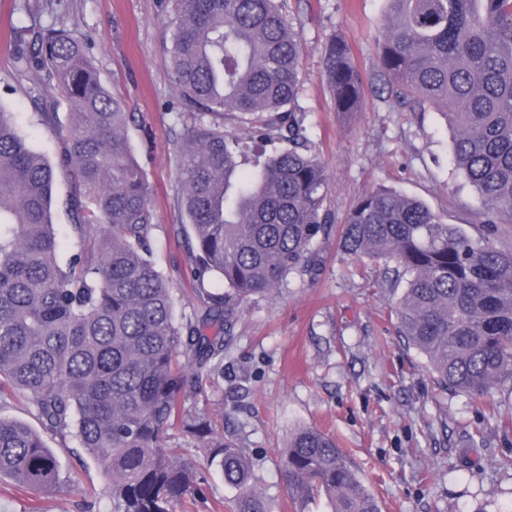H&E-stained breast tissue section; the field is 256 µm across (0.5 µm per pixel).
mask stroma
Masks as SVG:
<instances>
[{
    "label": "stroma",
    "mask_w": 512,
    "mask_h": 512,
    "mask_svg": "<svg viewBox=\"0 0 512 512\" xmlns=\"http://www.w3.org/2000/svg\"><path fill=\"white\" fill-rule=\"evenodd\" d=\"M301 36V91L310 147L329 176L327 209L341 223L358 197L385 185L424 201L448 223L512 249V219L480 224L479 195L450 162L451 133L437 112H403L377 79L376 43L386 23L383 0H283ZM174 0H0V108L14 113L33 146L56 166L53 216L68 263L81 245L70 235L67 200L75 184L60 168L71 121L67 100H48L41 122L33 99L39 76H18L9 48L24 27H65L89 35L102 84L129 114L127 136L150 184L151 259L168 280L176 316L191 314L221 279L196 280L179 208L177 144L198 125L180 110L167 63ZM342 34L364 77L359 112H337L324 69L327 41ZM320 264L290 274L271 297L237 308L225 337L224 375L189 403L206 411L225 439L246 448L268 512H332L325 497L295 499L280 450L301 427L336 439L380 512H512V382L483 400L442 390L426 359L400 336L394 307L402 285L382 262L345 254L338 235L317 240ZM63 480L46 493L0 479V512H112L105 474L46 436ZM206 502L173 512H226L237 497L221 473L206 471Z\"/></svg>",
    "instance_id": "1"
}]
</instances>
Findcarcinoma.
<instances>
[{
    "label": "carcinoma",
    "mask_w": 512,
    "mask_h": 512,
    "mask_svg": "<svg viewBox=\"0 0 512 512\" xmlns=\"http://www.w3.org/2000/svg\"><path fill=\"white\" fill-rule=\"evenodd\" d=\"M385 4L378 78L388 98L411 112H443L451 160L483 203L481 223L512 218V0ZM175 5L169 63L180 105L201 118L178 146L180 208L194 275L221 276L225 292L176 321L172 289L149 259L150 188L126 135L128 113L102 85L89 37L52 27L31 44L13 42L16 73L42 76L71 103L60 165L79 187L71 230L86 247L60 263L54 168L0 110V401L21 394L43 428L0 416V478L60 490L46 432L76 442L102 468L113 512H172L201 480L197 465L166 445L179 427L239 490L230 512H267L250 490L245 450L215 432L207 412L187 407V393L223 375L235 309L315 264L313 243L331 231L329 181L296 116L301 38L279 0ZM325 68L336 110L357 111L363 78L342 37L330 38ZM226 112L253 138L288 124L291 146L243 166L224 127L203 121ZM340 244L405 283L395 308L401 333L440 387L481 398L512 380V251L384 186L357 200ZM282 466L298 499L322 495L332 512H380L322 430L294 432Z\"/></svg>",
    "instance_id": "carcinoma-1"
}]
</instances>
